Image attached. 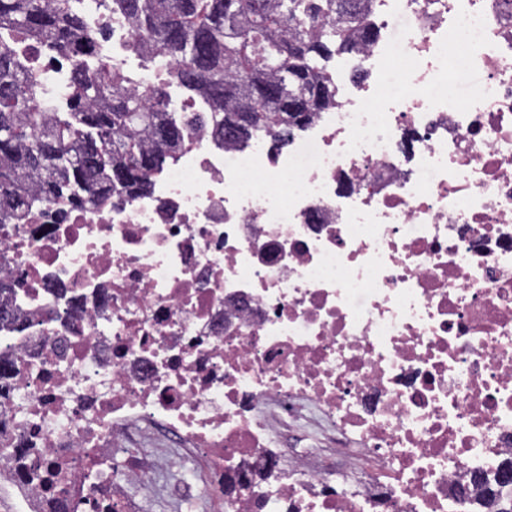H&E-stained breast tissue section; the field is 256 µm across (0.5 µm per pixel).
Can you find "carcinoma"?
<instances>
[{
  "mask_svg": "<svg viewBox=\"0 0 512 512\" xmlns=\"http://www.w3.org/2000/svg\"><path fill=\"white\" fill-rule=\"evenodd\" d=\"M132 23L134 48L170 59V82L202 99L215 134L244 141L275 128L288 144L332 103L320 62L368 44L369 0H98ZM0 30L72 65L67 111L33 67L0 41V224L32 202L86 209L142 194L185 145L165 84L144 93L103 61L73 0H0Z\"/></svg>",
  "mask_w": 512,
  "mask_h": 512,
  "instance_id": "cac0c4a2",
  "label": "carcinoma"
}]
</instances>
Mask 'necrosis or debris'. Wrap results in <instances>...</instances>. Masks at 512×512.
<instances>
[{"instance_id":"1","label":"necrosis or debris","mask_w":512,"mask_h":512,"mask_svg":"<svg viewBox=\"0 0 512 512\" xmlns=\"http://www.w3.org/2000/svg\"><path fill=\"white\" fill-rule=\"evenodd\" d=\"M82 2L125 65L126 17ZM366 22L287 146L223 144L173 101L186 147L149 191L0 226L20 512H140L184 468L199 512H469L454 488L512 461V0ZM21 52L67 94L64 58Z\"/></svg>"}]
</instances>
